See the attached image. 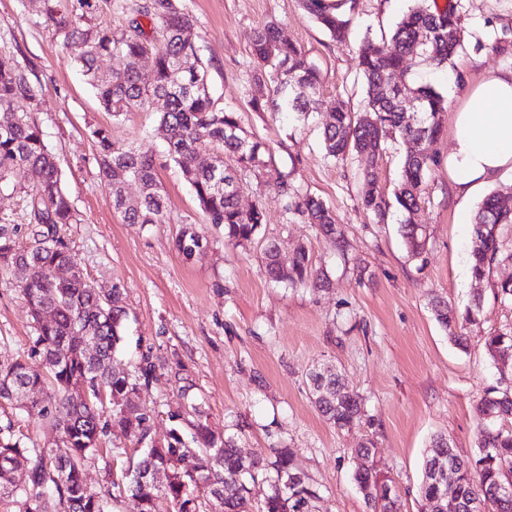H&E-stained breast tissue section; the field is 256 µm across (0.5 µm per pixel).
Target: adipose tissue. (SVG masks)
<instances>
[{
  "instance_id": "ef3b65f1",
  "label": "adipose tissue",
  "mask_w": 512,
  "mask_h": 512,
  "mask_svg": "<svg viewBox=\"0 0 512 512\" xmlns=\"http://www.w3.org/2000/svg\"><path fill=\"white\" fill-rule=\"evenodd\" d=\"M448 178L460 201L458 223L470 220L466 202L512 174V71L468 87L451 123Z\"/></svg>"
}]
</instances>
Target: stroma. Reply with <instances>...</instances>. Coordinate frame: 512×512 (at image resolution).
Here are the masks:
<instances>
[{
  "instance_id": "1",
  "label": "stroma",
  "mask_w": 512,
  "mask_h": 512,
  "mask_svg": "<svg viewBox=\"0 0 512 512\" xmlns=\"http://www.w3.org/2000/svg\"><path fill=\"white\" fill-rule=\"evenodd\" d=\"M195 20L194 39L208 69L218 106L238 112L242 128L272 150L267 176L246 178L241 208L262 203L266 222L249 244L225 243L223 230L208 224L177 167L159 168L166 218L161 224H126L112 207L111 188L101 172L91 127L109 128L113 141L162 152L155 111L131 109L120 120L103 112L94 92L62 40L41 19V0H0V55L15 58L37 94V117L55 154L62 184L78 211L67 237L84 274L99 292L120 285L126 293V341L117 370L137 377L142 356L156 370L140 384L150 437L163 443L173 426L171 412L183 402L197 405L212 432L233 440L247 456L274 459L288 449L296 468L317 487L314 512H369L355 487L360 464L353 450L373 441L380 469L395 483L401 512H419L421 466L434 435H446L456 452L472 454L480 438L479 403L499 376L479 338L512 326V303L494 298L489 283L471 279L468 268L473 227L456 221L458 201L448 179L449 132L434 145L436 162L421 186L425 199L411 220L426 233L420 255H411L400 233V214L377 223L359 204L358 160L325 158L321 130L330 102L361 106L363 89L356 49L365 31L390 32L409 0H360L345 43L328 35L303 10L300 0H181ZM465 49L453 68L418 66L405 75L410 85L429 83L460 103L461 86L512 69V0H454ZM281 25L321 74L308 123L285 112H256L248 104L251 44L267 21ZM286 177L319 197L336 215L345 241L309 224L289 221L276 189ZM0 192V219L28 237L33 181ZM195 225L203 247L191 260L175 249L185 225ZM283 258L297 247L312 268L325 273L326 288L288 287L270 282L261 262L267 240ZM366 266L356 278L354 264ZM20 270L0 271V360L26 357L35 334L20 293ZM483 294L479 325L467 327L471 341L461 349L448 338L432 311L435 296L464 308ZM328 367L357 393L365 415L340 430L316 410L309 373ZM13 423L41 446L58 432L46 420L0 405V425ZM135 442L118 430L102 440L87 463L85 478L106 486L109 468L135 465Z\"/></svg>"
}]
</instances>
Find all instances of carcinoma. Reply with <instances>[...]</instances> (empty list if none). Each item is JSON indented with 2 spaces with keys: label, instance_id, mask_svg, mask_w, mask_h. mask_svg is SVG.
<instances>
[{
  "label": "carcinoma",
  "instance_id": "cac0c4a2",
  "mask_svg": "<svg viewBox=\"0 0 512 512\" xmlns=\"http://www.w3.org/2000/svg\"><path fill=\"white\" fill-rule=\"evenodd\" d=\"M301 4L332 40L341 43L348 38L358 0H301ZM92 13L91 0H77L67 12L60 9L58 0H43L44 23L72 51L100 105L118 120L132 107L147 110L154 102H163L157 130L207 223L223 228L228 244L252 241L265 223V211L258 203L245 212L238 198L245 177H256L268 166L270 147L247 136L237 112L218 107L212 99L207 70L193 38V17L180 0H150L139 17L121 30L93 23ZM461 50L456 6L450 2L441 9L437 0H413L389 36L377 38L368 31L361 41L358 67L366 85L363 111L357 114L342 101L329 107L322 132L325 155L338 162L357 157L365 163L361 206L379 224L385 223L393 203L408 215L418 210L423 202L421 186L436 157L432 152L423 157L412 150L406 153L392 202L378 185L379 159L398 140L408 143L424 137L427 146H432L448 112L447 97L434 86L391 87L384 83V76L407 70L409 60L418 66L446 68ZM112 55L125 57L126 68L100 71L99 58ZM251 56L252 108L289 112L299 121H308L320 74L302 49L270 21L255 31ZM144 57L152 61L148 84L141 81L137 70V62ZM35 98L24 68L14 58L0 56V191L16 190V178L22 173L34 179L29 201L33 222L28 233L32 244H19L17 227L0 224V267L26 271L21 294L33 321L34 353L43 366V371L36 372L22 359L0 361V401L18 402L27 398L23 388L33 390L37 398L23 405L24 410L52 422L62 446H29L13 425L0 428V507L4 512H46L42 504L53 497L60 512H112L115 490L139 499L140 512H183L187 504L191 512H251L250 484L261 477L269 482V493L260 512H312L317 491L304 474L295 471L288 452H280L270 464L261 456L244 457L234 441L216 438L200 418L188 422L193 446L173 430L167 444L147 449L135 469L119 470L117 480L105 491L85 483V463L96 455L102 438L119 428L142 442L150 433L149 416L142 413L135 423L125 416L138 408L139 383L117 374L112 366L124 340V289L113 286L109 300L102 301L65 239L64 226L77 223V212L63 190L56 156L33 113ZM90 137L101 172L111 180L112 207L123 222L164 223L165 199L153 152L117 144L102 126L93 128ZM128 181L137 183L140 193L135 203L124 207L122 184ZM277 188L288 215L313 225L341 247L336 217L320 198L300 192L285 178L277 182ZM510 224L512 206L494 194L486 196L473 224L470 257L476 281L489 277L500 253L501 229ZM403 231L410 252L420 253L421 226L407 219ZM175 248L189 259L202 248V238L186 227L176 238ZM278 256V244L267 241L262 264L270 280L290 287L323 288L328 283L326 275L312 271L304 247L296 249L286 272ZM482 309L479 296L461 313L444 300L434 302L436 320L462 348L467 337L461 330L467 324H479ZM85 336L96 340V355L85 353ZM482 341L496 363L505 349L512 348V328L491 332ZM499 374L497 384L489 387L478 407L477 450L462 456L447 438L433 440L423 465L421 512H436L433 495L438 487L432 483L436 452L446 456L451 468L448 492L464 502L491 500L501 487L512 484V428H505V423L512 422V384L504 371ZM81 381L88 384L85 399L74 390ZM309 383L316 407L330 423L349 430L360 422L362 398L348 394L336 373L313 371ZM102 388L110 405L107 415L99 393ZM188 453L197 455V466L193 473H182L175 462ZM354 453L363 458L354 479L371 512H400L395 485L374 465L375 444L363 443ZM160 471L164 482H147V474Z\"/></svg>",
  "mask_w": 512,
  "mask_h": 512
}]
</instances>
